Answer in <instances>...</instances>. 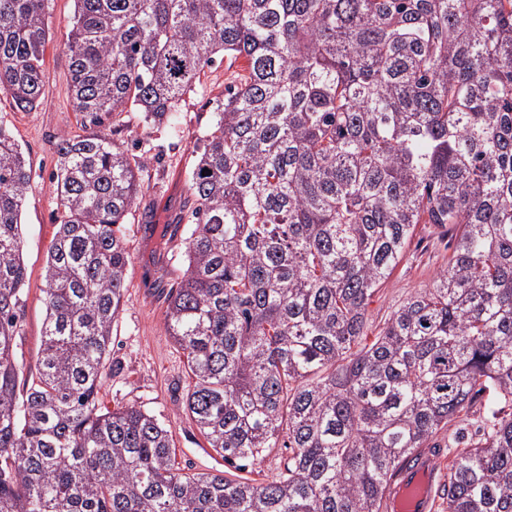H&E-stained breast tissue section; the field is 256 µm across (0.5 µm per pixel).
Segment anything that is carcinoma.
<instances>
[{"mask_svg":"<svg viewBox=\"0 0 512 512\" xmlns=\"http://www.w3.org/2000/svg\"><path fill=\"white\" fill-rule=\"evenodd\" d=\"M52 0H0V89L32 111ZM65 43L86 134L56 145L38 377L14 341L27 271L24 151L0 126V512H381L390 473L480 403L448 512H512V0H74ZM244 60L184 202L164 328L184 410L238 469L186 473L169 430L97 405L142 194L105 133L179 135L205 69ZM418 224L454 228L432 287L369 344L367 306Z\"/></svg>","mask_w":512,"mask_h":512,"instance_id":"1","label":"carcinoma"}]
</instances>
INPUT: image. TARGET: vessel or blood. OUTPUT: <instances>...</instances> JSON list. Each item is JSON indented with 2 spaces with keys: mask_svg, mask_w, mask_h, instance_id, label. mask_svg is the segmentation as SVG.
<instances>
[{
  "mask_svg": "<svg viewBox=\"0 0 512 512\" xmlns=\"http://www.w3.org/2000/svg\"><path fill=\"white\" fill-rule=\"evenodd\" d=\"M437 459L430 449H419L390 477L384 499L386 512H436L434 488L445 476Z\"/></svg>",
  "mask_w": 512,
  "mask_h": 512,
  "instance_id": "b4317fda",
  "label": "vessel or blood"
}]
</instances>
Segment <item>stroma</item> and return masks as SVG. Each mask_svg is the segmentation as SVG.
<instances>
[{"label":"stroma","mask_w":512,"mask_h":512,"mask_svg":"<svg viewBox=\"0 0 512 512\" xmlns=\"http://www.w3.org/2000/svg\"><path fill=\"white\" fill-rule=\"evenodd\" d=\"M73 0H52L48 19L50 41L45 52L46 80L38 107L17 110L9 93L0 92V126L22 147L31 165L32 183L22 222L27 268L22 317L15 340L20 382L38 376L45 304L43 293L47 251L59 228L57 204L50 178L55 144L81 128L69 93L70 75L64 43L73 16ZM224 64L207 69L204 90L185 96L181 105V133L170 138L163 129L143 126L129 114L113 138L132 154L147 189L123 226L131 260L122 310L112 329V346L97 402L104 409L135 406L159 419L170 431L176 460L189 472H226L223 458L208 447L187 416L183 397L191 383L181 349L165 333V305L160 296L159 268L169 280L185 269L180 237L173 227L183 217L187 179L196 162L198 145L209 124L211 109L224 97ZM452 253L446 231L432 224L417 225L403 257L379 286L366 313L364 343H371L389 315L407 298L431 287Z\"/></svg>","instance_id":"stroma-1"}]
</instances>
